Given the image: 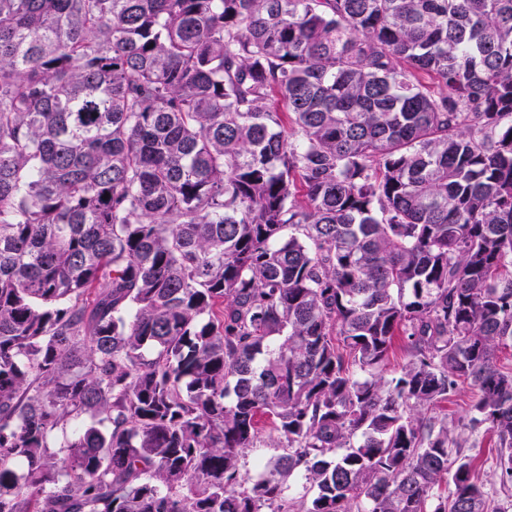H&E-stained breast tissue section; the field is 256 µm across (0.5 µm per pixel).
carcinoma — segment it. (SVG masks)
<instances>
[{
	"mask_svg": "<svg viewBox=\"0 0 512 512\" xmlns=\"http://www.w3.org/2000/svg\"><path fill=\"white\" fill-rule=\"evenodd\" d=\"M509 118L512 0H0V512H496ZM476 389L471 386L464 385L456 392V394L443 403L441 410L443 413H448V422L460 430L468 420V409L470 405L476 400ZM468 452L475 455L476 474L479 482L490 495L492 505L499 510L512 512V487H502L495 467V448L486 441L480 448H470Z\"/></svg>",
	"mask_w": 512,
	"mask_h": 512,
	"instance_id": "carcinoma-1",
	"label": "carcinoma"
}]
</instances>
